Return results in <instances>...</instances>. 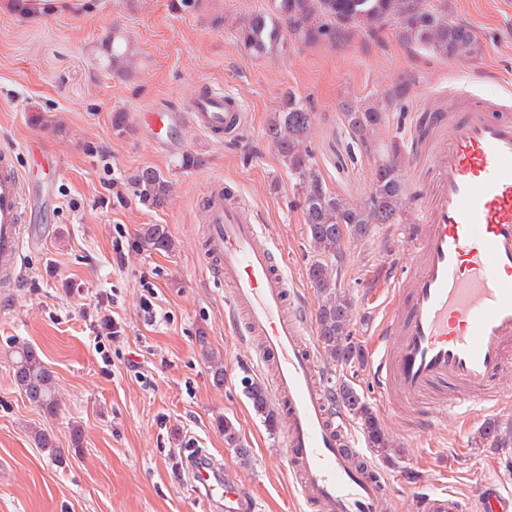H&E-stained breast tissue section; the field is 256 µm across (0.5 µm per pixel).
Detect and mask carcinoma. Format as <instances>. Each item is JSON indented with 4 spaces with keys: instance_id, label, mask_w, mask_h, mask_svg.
Returning a JSON list of instances; mask_svg holds the SVG:
<instances>
[{
    "instance_id": "cac0c4a2",
    "label": "carcinoma",
    "mask_w": 512,
    "mask_h": 512,
    "mask_svg": "<svg viewBox=\"0 0 512 512\" xmlns=\"http://www.w3.org/2000/svg\"><path fill=\"white\" fill-rule=\"evenodd\" d=\"M216 27L232 30L239 49L253 59H263L284 49L290 42L336 43L362 29L377 31L396 26L398 37L408 46L422 47L444 59L475 56L479 42L472 28L451 22L427 8V0H269L263 12L236 17H217ZM138 48L114 28L105 42L102 67L112 76L123 78L139 64ZM390 98L376 96L343 103V117L365 151L374 153L386 123ZM315 113L294 92L285 95L279 109L270 114L267 130L280 160L294 178L304 224L316 259L306 274L318 299L319 339L327 358L345 364L362 363L361 348L352 340L353 301L341 287L345 265L341 243L347 238L366 237L374 224H398L405 213V185L402 169L405 158L392 143L379 153L375 180L369 194L350 202L330 192L312 162L310 136ZM136 195L143 202L163 206L173 193V184L153 167L141 168L134 177ZM140 243L152 250L168 251L172 239L164 224H144L138 233ZM202 355L212 362L211 374L217 385L224 383V365L205 340H200ZM15 385L39 412L54 416L59 403L53 372L39 353L27 344L18 345L12 354ZM343 407L359 422L369 447L379 454L389 448L388 438L373 408L346 384H341ZM246 393L255 411L269 428L276 417L269 410L263 385L250 380ZM227 445L246 459V448L232 423L219 422ZM37 447L60 462L63 459L55 437L44 430L33 436Z\"/></svg>"
}]
</instances>
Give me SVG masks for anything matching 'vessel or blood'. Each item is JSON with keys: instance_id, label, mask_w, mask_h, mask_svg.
Returning <instances> with one entry per match:
<instances>
[{"instance_id": "vessel-or-blood-1", "label": "vessel or blood", "mask_w": 512, "mask_h": 512, "mask_svg": "<svg viewBox=\"0 0 512 512\" xmlns=\"http://www.w3.org/2000/svg\"><path fill=\"white\" fill-rule=\"evenodd\" d=\"M244 112L235 96L208 86L186 109L154 108L145 124L156 150L167 151L191 130L223 138ZM407 158L421 174L418 206L370 366L384 410L409 413L420 433L512 395L504 386L512 373V105L449 79L447 111L415 120ZM48 194L13 151L0 150V288L19 280L27 226ZM201 215L202 258L230 288L229 316L244 319L245 335L262 341L261 363L275 367L269 397L309 512H380L385 480L365 461L334 394L317 384L305 341L312 313L268 236L220 182L209 186ZM190 477L218 512H254L238 478L215 461H197ZM416 512H512V490L490 480L470 503L433 492L420 496Z\"/></svg>"}]
</instances>
